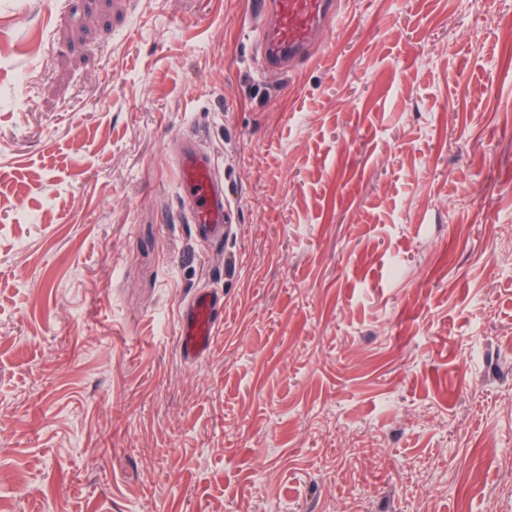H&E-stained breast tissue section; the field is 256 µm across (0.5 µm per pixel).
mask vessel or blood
Returning <instances> with one entry per match:
<instances>
[{
	"mask_svg": "<svg viewBox=\"0 0 512 512\" xmlns=\"http://www.w3.org/2000/svg\"><path fill=\"white\" fill-rule=\"evenodd\" d=\"M249 15L266 64L275 69L310 58L315 35L332 29L340 19L337 0H250ZM175 171L184 214L197 237L211 243L223 240L227 191L213 160L194 150L191 137H183L177 146ZM223 309V295L209 288L197 289L180 306L179 345L186 361L209 357Z\"/></svg>",
	"mask_w": 512,
	"mask_h": 512,
	"instance_id": "b4317fda",
	"label": "vessel or blood"
}]
</instances>
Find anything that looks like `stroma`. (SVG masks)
Returning a JSON list of instances; mask_svg holds the SVG:
<instances>
[{"mask_svg":"<svg viewBox=\"0 0 512 512\" xmlns=\"http://www.w3.org/2000/svg\"><path fill=\"white\" fill-rule=\"evenodd\" d=\"M314 50L266 67L248 0H0V512H512V39L347 0ZM178 195L187 221L196 236L208 242L224 240L228 195L216 174L214 161L198 154L190 136H184L175 151ZM224 311V296L210 288H198L179 308V345L182 357L197 363L212 352L218 328L217 318Z\"/></svg>","mask_w":512,"mask_h":512,"instance_id":"obj_1","label":"stroma"}]
</instances>
